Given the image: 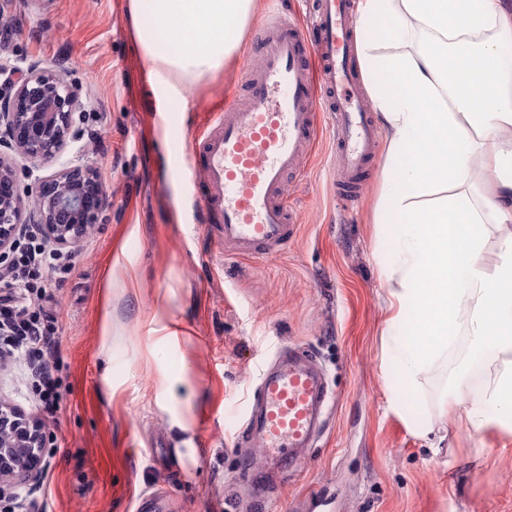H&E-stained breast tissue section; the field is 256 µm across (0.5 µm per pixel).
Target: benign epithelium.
Instances as JSON below:
<instances>
[{
    "label": "benign epithelium",
    "mask_w": 512,
    "mask_h": 512,
    "mask_svg": "<svg viewBox=\"0 0 512 512\" xmlns=\"http://www.w3.org/2000/svg\"><path fill=\"white\" fill-rule=\"evenodd\" d=\"M83 105L78 86L34 65L24 77L0 84V146L29 159L47 160L82 139L75 115ZM107 201L84 149L75 163L40 182L25 202L17 172L0 156V269L7 268L19 237L31 225L56 250L75 252L99 223ZM44 432L0 396V493L42 470Z\"/></svg>",
    "instance_id": "1"
}]
</instances>
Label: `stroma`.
Here are the masks:
<instances>
[{
    "instance_id": "1",
    "label": "stroma",
    "mask_w": 512,
    "mask_h": 512,
    "mask_svg": "<svg viewBox=\"0 0 512 512\" xmlns=\"http://www.w3.org/2000/svg\"><path fill=\"white\" fill-rule=\"evenodd\" d=\"M128 2L0 0V59L81 86L87 156L108 201L69 254L70 274L43 276L60 333L57 415L39 410L24 360L0 368V395L46 433L41 473L1 495L0 512L31 488L47 512H135L144 495L153 512H225L226 489L264 475L279 512H512V435L439 422L444 394L495 375L468 370L470 337L415 391L388 349L407 328L386 324L381 268L396 258L397 229L372 221L382 159L346 209L324 133L288 187L299 229L287 250L224 257L173 174L205 113L234 99L250 50L188 99L156 96ZM288 344L317 356L337 396L322 439L292 470L257 448L243 460L229 429L264 363ZM164 369L187 374L175 396L193 414L181 427L158 397Z\"/></svg>"
}]
</instances>
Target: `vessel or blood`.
<instances>
[{
    "mask_svg": "<svg viewBox=\"0 0 512 512\" xmlns=\"http://www.w3.org/2000/svg\"><path fill=\"white\" fill-rule=\"evenodd\" d=\"M282 4L268 0L270 20L255 33V61L240 78L247 105L209 113L189 162V181L202 188L196 210L218 225L225 254L236 257L272 258L293 240L298 215L288 179L304 171L323 128L332 131L336 189L349 205L378 141L357 68L352 0H313L305 23ZM334 404L312 355L286 347L262 370L236 445L257 443L279 463L301 464Z\"/></svg>",
    "mask_w": 512,
    "mask_h": 512,
    "instance_id": "1",
    "label": "vessel or blood"
}]
</instances>
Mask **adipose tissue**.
<instances>
[{
  "label": "adipose tissue",
  "instance_id": "obj_1",
  "mask_svg": "<svg viewBox=\"0 0 512 512\" xmlns=\"http://www.w3.org/2000/svg\"><path fill=\"white\" fill-rule=\"evenodd\" d=\"M260 0H129L154 92L183 96L228 66ZM358 57L387 133L377 214L398 227L388 324L417 385L456 337L483 389L443 401L447 424L512 434V0H356ZM494 262H486L488 244Z\"/></svg>",
  "mask_w": 512,
  "mask_h": 512
}]
</instances>
